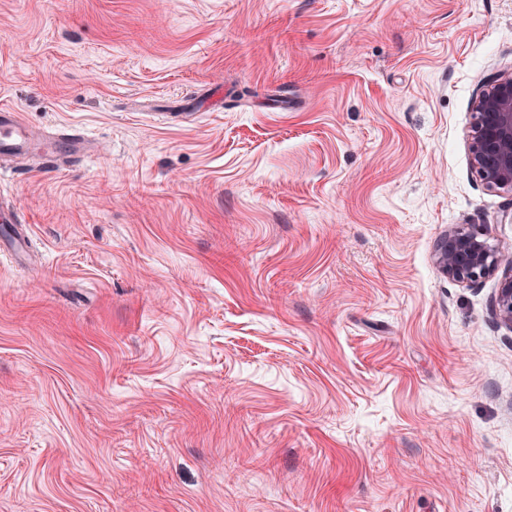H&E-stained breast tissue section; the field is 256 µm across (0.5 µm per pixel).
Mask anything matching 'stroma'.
Wrapping results in <instances>:
<instances>
[{
    "label": "stroma",
    "mask_w": 512,
    "mask_h": 512,
    "mask_svg": "<svg viewBox=\"0 0 512 512\" xmlns=\"http://www.w3.org/2000/svg\"><path fill=\"white\" fill-rule=\"evenodd\" d=\"M507 68L512 0H0V102L99 142L0 177V512H512L498 280L435 263L512 255ZM472 170L490 190L512 194V68L488 78L472 105ZM8 216L3 217V225L0 227V254L7 252L10 255L27 253L31 243L29 231L20 221L18 215L7 211ZM436 263L448 278L466 285L495 274L503 264L507 266L509 271L500 279L492 307L497 319L512 329V257L504 258L494 249L482 225L462 224L448 232Z\"/></svg>",
    "instance_id": "35a3bbf8"
}]
</instances>
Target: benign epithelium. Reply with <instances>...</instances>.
Masks as SVG:
<instances>
[{
    "label": "benign epithelium",
    "mask_w": 512,
    "mask_h": 512,
    "mask_svg": "<svg viewBox=\"0 0 512 512\" xmlns=\"http://www.w3.org/2000/svg\"><path fill=\"white\" fill-rule=\"evenodd\" d=\"M472 170L490 190L512 194V68L488 78L472 105L467 136ZM436 263L449 278L474 285L498 272L493 299L497 319L512 329V257L500 255L489 243L480 224H462L448 232L438 250Z\"/></svg>",
    "instance_id": "7a95c632"
}]
</instances>
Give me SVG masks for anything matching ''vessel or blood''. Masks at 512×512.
I'll return each instance as SVG.
<instances>
[{
  "label": "vessel or blood",
  "mask_w": 512,
  "mask_h": 512,
  "mask_svg": "<svg viewBox=\"0 0 512 512\" xmlns=\"http://www.w3.org/2000/svg\"><path fill=\"white\" fill-rule=\"evenodd\" d=\"M95 144L83 130L60 125L46 132L30 126L14 107L0 105V173L13 172L21 160L35 158L40 171H61L94 152ZM31 236L17 215L0 220V252L27 253Z\"/></svg>",
  "instance_id": "vessel-or-blood-1"
}]
</instances>
